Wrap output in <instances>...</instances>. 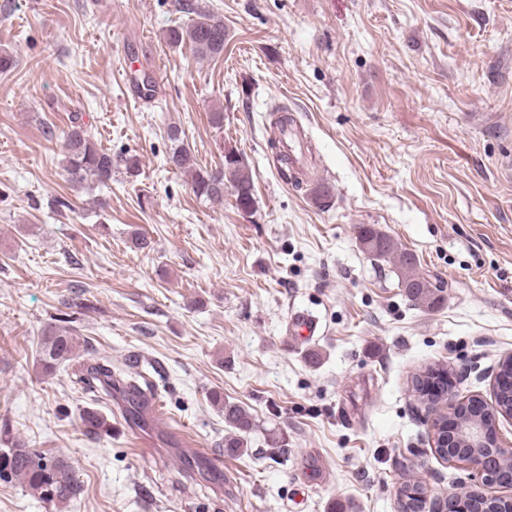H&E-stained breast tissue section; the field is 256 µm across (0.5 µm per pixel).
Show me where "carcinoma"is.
I'll use <instances>...</instances> for the list:
<instances>
[{"label": "carcinoma", "mask_w": 512, "mask_h": 512, "mask_svg": "<svg viewBox=\"0 0 512 512\" xmlns=\"http://www.w3.org/2000/svg\"><path fill=\"white\" fill-rule=\"evenodd\" d=\"M182 9L196 18L183 26L168 30L166 39L172 46L190 45L200 58L215 57L224 52L226 29L224 21L185 0ZM168 138L172 142L169 162L176 168L193 173V189L200 196L211 201L224 199V186L233 189L235 203L239 210L248 213L254 204V178L242 157L233 148L224 150V165L218 170H203L195 167L191 153L180 144L179 129L170 127ZM64 169L70 181L81 185L87 180L106 184L112 180V173L123 169L129 174L139 170V159L134 155H114L95 143L87 129L78 121H73L63 136ZM359 238L366 251L375 253V259L393 266L399 273V283L406 297L414 305L430 310L440 301L430 283L418 273L417 260L413 253L398 247L394 240L370 226H363ZM77 337L67 329L49 324L42 334L39 365L44 374L54 373L70 360L75 353ZM94 378L103 381L104 391L112 392V383L124 384L123 390L131 399V412L139 413L141 404L137 388L125 382L121 369H112V364H99L92 368ZM445 373L429 369L422 375L413 377V390L430 404L440 398L435 387L445 389ZM215 403L224 408V423L231 428L224 438L225 451L243 455L248 452L247 435L254 428L251 414L242 406L224 401L220 395L213 397ZM81 422L87 435L98 437L112 432L108 418L97 411L86 410ZM7 447L0 448V479L20 480L35 495L47 501L65 502L80 490L73 465L60 457H47L26 447L23 443L9 438L4 433ZM421 486L405 484L400 488V497L405 512H421V500L415 497Z\"/></svg>", "instance_id": "obj_1"}]
</instances>
